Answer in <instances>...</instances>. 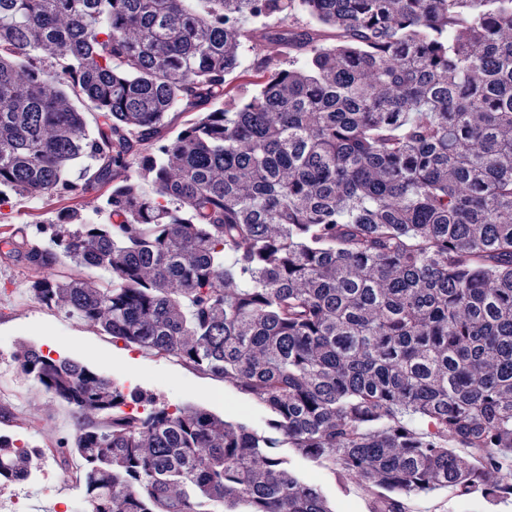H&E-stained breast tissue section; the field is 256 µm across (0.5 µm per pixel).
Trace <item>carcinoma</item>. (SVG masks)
<instances>
[{"label":"carcinoma","mask_w":512,"mask_h":512,"mask_svg":"<svg viewBox=\"0 0 512 512\" xmlns=\"http://www.w3.org/2000/svg\"><path fill=\"white\" fill-rule=\"evenodd\" d=\"M511 31L512 0H0V208L70 201L35 224L53 249L0 237L26 291L266 415L171 408L23 345L77 423L53 448L0 430V488L49 453L80 459L86 512H334L290 448L371 512L512 497ZM245 41L288 64L230 88Z\"/></svg>","instance_id":"carcinoma-1"}]
</instances>
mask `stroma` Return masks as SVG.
<instances>
[{"instance_id": "stroma-1", "label": "stroma", "mask_w": 512, "mask_h": 512, "mask_svg": "<svg viewBox=\"0 0 512 512\" xmlns=\"http://www.w3.org/2000/svg\"><path fill=\"white\" fill-rule=\"evenodd\" d=\"M63 206L58 199L26 198L1 209L0 222H48ZM23 342L81 361L123 388L151 391L161 403L202 406L227 418L244 414L255 427L264 424L261 408L243 402L223 380L134 350L85 321L40 307L26 292L19 262L0 254V411L23 421V428L16 431L23 442L46 446L74 432L70 408L15 369V353ZM32 410L41 414V423L26 424ZM288 460L294 470L322 488L335 512H371L370 495L356 484L340 483L330 470L299 456L289 455ZM34 474L24 486L0 488V512H70L71 504L82 503L80 489L50 458L35 462ZM412 512H512V498L491 506L481 495L461 499L442 489L414 497Z\"/></svg>"}]
</instances>
